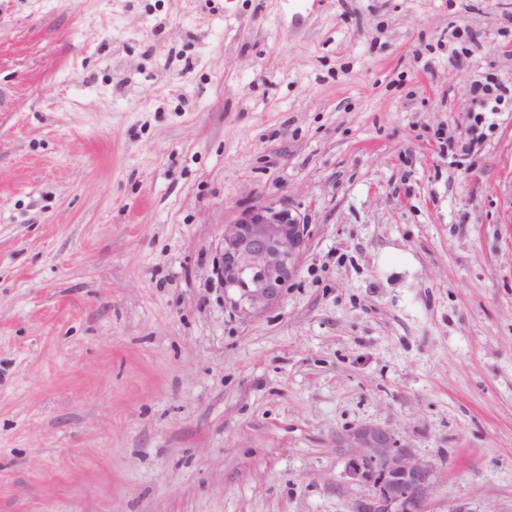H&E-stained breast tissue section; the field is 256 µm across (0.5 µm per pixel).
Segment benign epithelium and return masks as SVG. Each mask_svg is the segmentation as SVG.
Returning <instances> with one entry per match:
<instances>
[{"instance_id": "7a95c632", "label": "benign epithelium", "mask_w": 512, "mask_h": 512, "mask_svg": "<svg viewBox=\"0 0 512 512\" xmlns=\"http://www.w3.org/2000/svg\"><path fill=\"white\" fill-rule=\"evenodd\" d=\"M306 244L300 214L284 202L267 201L224 225L213 275L244 312L269 306L296 275ZM356 451L348 477L368 487L351 512H428L427 502L442 478L433 462L419 459L393 430L366 425L350 434Z\"/></svg>"}]
</instances>
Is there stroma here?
I'll use <instances>...</instances> for the list:
<instances>
[{
    "mask_svg": "<svg viewBox=\"0 0 512 512\" xmlns=\"http://www.w3.org/2000/svg\"><path fill=\"white\" fill-rule=\"evenodd\" d=\"M512 0H0V512H351L347 436L512 512ZM309 226L243 314L266 200ZM473 102L476 103L477 112L473 115V123L471 124V136L461 142L460 151L464 155H470L474 152L475 146L479 145L482 140L483 133H475L483 124L487 123V114L497 115L501 112L500 106L504 102L506 95L512 97V84H484L475 82L472 86ZM303 223L286 203L267 201L225 225L212 272L237 308L261 311L288 287L306 244Z\"/></svg>",
    "mask_w": 512,
    "mask_h": 512,
    "instance_id": "obj_1",
    "label": "stroma"
}]
</instances>
